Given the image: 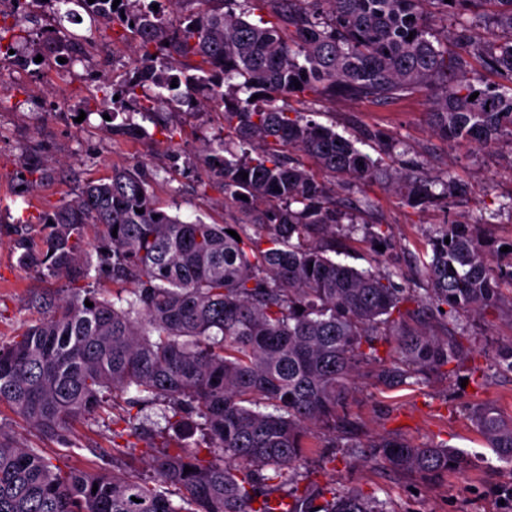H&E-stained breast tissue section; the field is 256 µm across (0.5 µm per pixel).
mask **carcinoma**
Returning <instances> with one entry per match:
<instances>
[{"label": "carcinoma", "mask_w": 512, "mask_h": 512, "mask_svg": "<svg viewBox=\"0 0 512 512\" xmlns=\"http://www.w3.org/2000/svg\"><path fill=\"white\" fill-rule=\"evenodd\" d=\"M78 2L92 27L118 26L136 48L124 84L130 107L102 122L112 139L147 135L133 115L159 124L165 97L218 110L224 139L204 162L219 178L222 204L260 232L161 210L140 166L87 181L38 217L39 245L31 222L16 221L18 263L50 279L71 273L73 281L59 301L35 302L48 316L0 343V407L42 439L66 444L75 458V426L100 418L118 397L124 413L112 417L113 437L140 436L148 405L164 406L166 426L161 444L147 442L151 483L61 467L45 449L25 448L0 428V512H393L356 489L300 487L310 439L346 423L340 411L365 365L386 390L459 370L473 354L463 320L504 305L512 317V298L503 296V286L512 289V262L493 264L492 244L461 222L429 239L424 297L398 286L391 270H359L329 256L341 255L327 239L344 222L349 236L382 239L340 208L337 179L381 183L411 207L446 203L465 185L426 178L411 160L385 168L358 140L286 103L306 92L389 103L430 90L438 137L479 148L512 138V0H491L501 6L493 23L508 37L484 46L470 39L481 21L470 13L474 0ZM429 7L456 19L455 54L433 41ZM26 17L0 23V41L21 44ZM82 40L68 33L50 53L70 57ZM474 60L498 81L476 82ZM185 61L195 74L183 78L176 70ZM148 84L159 92L144 94ZM161 129L171 140L178 134ZM292 150L313 166L293 162ZM90 224L98 228L93 242ZM103 272L112 300L99 287ZM471 418L512 465V419L487 405L473 408ZM337 447L428 485L471 465L466 452L443 443L392 437Z\"/></svg>", "instance_id": "carcinoma-1"}]
</instances>
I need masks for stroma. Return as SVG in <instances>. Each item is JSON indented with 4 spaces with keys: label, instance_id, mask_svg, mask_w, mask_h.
<instances>
[{
    "label": "stroma",
    "instance_id": "stroma-1",
    "mask_svg": "<svg viewBox=\"0 0 512 512\" xmlns=\"http://www.w3.org/2000/svg\"><path fill=\"white\" fill-rule=\"evenodd\" d=\"M66 30L86 35L82 49L56 78L35 71L18 77L10 64L0 61V342L14 336L24 324L41 318L33 307L39 295L55 298L68 292L67 279L43 280L19 266L12 248L13 224L22 210L38 214L77 193L83 182L110 174L112 169L144 166L150 174L155 200L161 209L182 219L198 217L209 222L236 224L241 213L222 207L214 188L197 186L210 176L205 149L224 135L221 113L188 112L186 106L161 105L164 119L181 127L182 138L168 142L159 131L136 141H112L102 128V113L112 111V99L101 90L100 78L116 82L134 66L129 40H114L111 32H90L84 9L71 0ZM289 109L310 114L318 123L334 127L347 138L364 131L381 130L400 140L402 152L381 153L377 142L363 141L372 157L397 166L403 157L417 159L426 175L448 174L464 180L466 195L447 204L412 208L382 185L345 182L336 188L344 205L368 198L374 203L364 219L382 225L387 243L377 249L362 235L337 238L336 246L348 250L350 264L376 266L399 273L398 284L426 293L429 283L420 274L430 247L428 238L440 224L483 220V232L501 248V260L512 259L503 250L512 241V140L489 148L466 143L448 144L431 131L428 101L416 94L391 104L370 101H324L308 94L288 100ZM89 112L76 122V110ZM512 341V318L496 311L469 320L466 344L489 380L481 391L462 387L469 369L434 378L428 384L388 391L358 377L343 412L357 425L356 439L363 444L382 437H400L416 445L446 443L466 451L472 466L463 473H449L425 487L410 475L395 473L376 463H364L337 452L335 461L321 460L323 446L332 439L320 431L318 446L309 453L301 471L318 487L342 485L389 501L395 512H512V504L499 505L495 491L512 487V466L487 448L470 418L472 407L488 404L503 417H512V374L499 370L496 348ZM0 428L23 446L43 444L56 454L59 464L70 463L68 448L41 442L38 432L10 410L0 409ZM73 440L81 443L79 465L86 468H119L120 472L148 476L143 459L146 444L131 439L124 455L112 454V426L99 421L76 426Z\"/></svg>",
    "mask_w": 512,
    "mask_h": 512
}]
</instances>
